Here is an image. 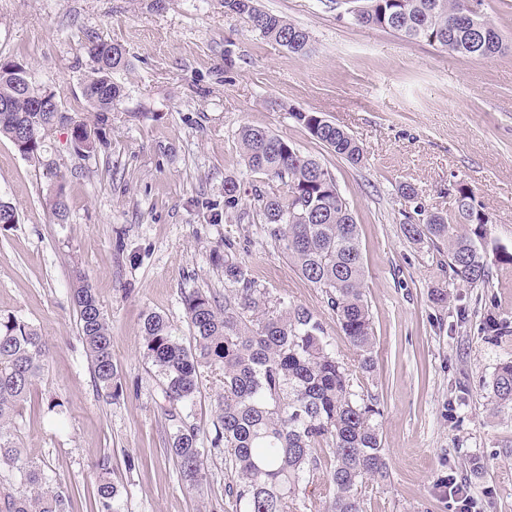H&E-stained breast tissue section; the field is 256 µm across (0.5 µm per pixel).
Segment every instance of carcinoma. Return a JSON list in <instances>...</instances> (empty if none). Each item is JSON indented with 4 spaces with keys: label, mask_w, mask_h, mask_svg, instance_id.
Instances as JSON below:
<instances>
[{
    "label": "carcinoma",
    "mask_w": 512,
    "mask_h": 512,
    "mask_svg": "<svg viewBox=\"0 0 512 512\" xmlns=\"http://www.w3.org/2000/svg\"><path fill=\"white\" fill-rule=\"evenodd\" d=\"M467 0H362L352 11L355 23L388 29L410 40H423L468 58L482 59L506 49L493 20L479 6L481 33L474 35L465 19ZM224 11L243 18L263 38L304 55L308 33L286 18L260 8L258 0H222ZM90 38L85 52L92 71L82 95L95 109L89 122L78 119L72 148L91 154L107 145L106 130L114 106L123 96L112 74L128 67L126 49L112 44V55L98 58ZM0 103L10 119L0 120V136L30 159L40 157L49 124L45 112L32 111L29 92L13 72L0 69ZM292 115L319 143L353 165L363 150L341 126L319 112ZM246 166L287 186L285 195L259 194L264 232L308 282L322 289L349 342L354 364L336 357L321 322L305 307L272 301L246 266L229 256L224 261V300L200 290L182 296L190 333L189 345L173 334L169 321L149 312L141 327L147 358L163 375L165 420L169 422L166 453L176 463L187 488L208 482L205 454L224 455L234 480L224 492L245 512H292L304 485L326 473L333 495L329 512H364L366 483L385 478L380 418L383 411L371 397L353 390L357 372L375 368L371 310L363 288L364 262L358 224L329 171L315 158L296 151L283 138L253 126L239 133ZM420 223L402 225L414 242L436 251L447 247L448 272L472 286L489 281L484 245L490 216L474 203L465 186L456 189L446 214L422 215ZM79 333L98 386L112 388L117 364L112 353V327L93 290L80 274L72 288ZM481 330L494 339L512 334V321L487 310ZM48 349L33 325L0 314V467L17 471L19 480L0 485V512H68V495L38 463L24 456L13 428L23 417ZM219 382L215 399V434L210 447L181 410L195 405L204 377ZM498 412L512 413V359L497 364L488 384ZM329 447V469L321 452ZM100 470L92 512H122L117 487Z\"/></svg>",
    "instance_id": "carcinoma-1"
}]
</instances>
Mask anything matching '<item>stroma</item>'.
<instances>
[{"instance_id":"obj_1","label":"stroma","mask_w":512,"mask_h":512,"mask_svg":"<svg viewBox=\"0 0 512 512\" xmlns=\"http://www.w3.org/2000/svg\"><path fill=\"white\" fill-rule=\"evenodd\" d=\"M310 35L306 55L264 39L221 0H0V63L18 61L63 109L87 113V37L122 44L131 62L108 146L77 155L65 130L41 161L0 137V314L41 329L50 353L15 439L67 488L69 512H91L96 462L124 512H243L224 494L230 475L208 457L209 481L188 490L165 452L163 377L145 355V314L188 338L182 295L223 296L214 254L232 242L271 299L310 310L341 360L352 349L320 288L265 234L256 193L284 192L244 164L239 132H273L316 158L359 226L376 370L354 389L376 398L388 476L369 482L364 512H456L441 488L463 482L482 512H512V416L494 410L488 383L512 357V336L481 332L486 303L512 318V276L473 287L450 278L428 245L405 237L415 206L447 211L466 185L492 219L486 249L512 251V48L485 59L357 25L343 0H259ZM319 112L363 149L337 157L297 122ZM241 187L224 207V182ZM413 185L417 202L399 187ZM68 207L51 211L55 192ZM82 272L112 325L117 397L96 386L70 302ZM448 292L434 303L433 289Z\"/></svg>"}]
</instances>
